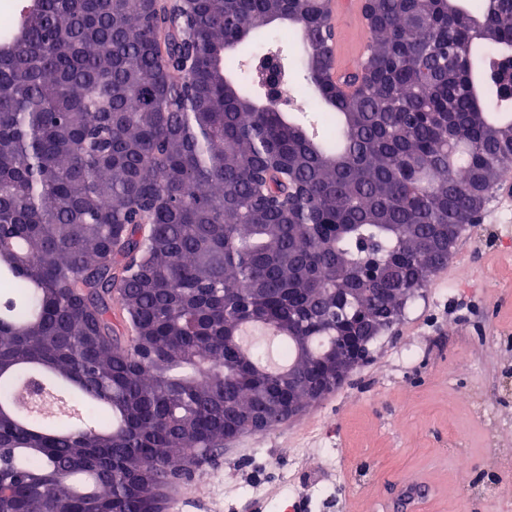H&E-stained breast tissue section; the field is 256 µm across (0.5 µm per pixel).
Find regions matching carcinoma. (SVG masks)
<instances>
[{
  "mask_svg": "<svg viewBox=\"0 0 512 512\" xmlns=\"http://www.w3.org/2000/svg\"><path fill=\"white\" fill-rule=\"evenodd\" d=\"M335 72L308 0H30L0 40V512H161L191 454L327 382L512 177V0H373ZM297 29L309 129L228 79ZM47 377L89 425L21 400ZM291 36L297 38L296 28L289 25L288 22H277L263 31L251 34L247 39L241 42L232 52L236 61V67L232 71V78L241 86L247 89L257 90L254 79V66L261 55L268 49L278 48L285 56V66L288 75V84L283 86V93L287 97H294V89L306 92L305 81L298 72L294 58V42ZM294 88V89H293Z\"/></svg>",
  "mask_w": 512,
  "mask_h": 512,
  "instance_id": "1",
  "label": "carcinoma"
}]
</instances>
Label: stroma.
Instances as JSON below:
<instances>
[{
	"label": "stroma",
	"instance_id": "1",
	"mask_svg": "<svg viewBox=\"0 0 512 512\" xmlns=\"http://www.w3.org/2000/svg\"><path fill=\"white\" fill-rule=\"evenodd\" d=\"M294 26L277 22L234 50L233 79L255 86L254 66L280 49L290 84ZM512 222L485 218L458 241L450 266L474 278L432 276L378 339L368 362L294 420L246 433L165 489L181 512H394L405 484L432 494L421 512H501L512 497ZM467 470H459L458 457Z\"/></svg>",
	"mask_w": 512,
	"mask_h": 512
}]
</instances>
